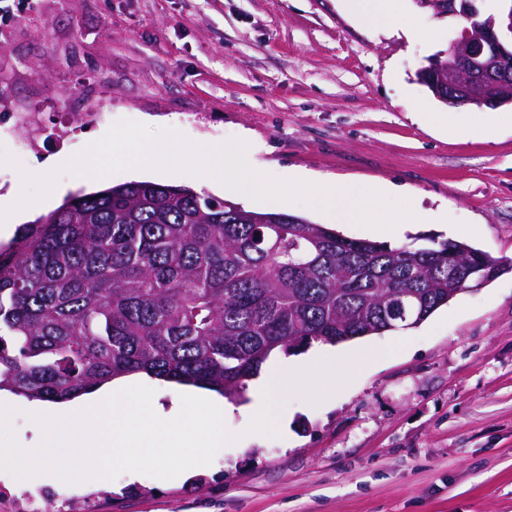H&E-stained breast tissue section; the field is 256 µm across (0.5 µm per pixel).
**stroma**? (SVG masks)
I'll list each match as a JSON object with an SVG mask.
<instances>
[{
    "instance_id": "1",
    "label": "stroma",
    "mask_w": 512,
    "mask_h": 512,
    "mask_svg": "<svg viewBox=\"0 0 512 512\" xmlns=\"http://www.w3.org/2000/svg\"><path fill=\"white\" fill-rule=\"evenodd\" d=\"M0 24V195L122 119L214 145L249 135L259 172L414 192V246L457 240L506 271L413 328L325 402L291 399L278 436L250 432L194 477L119 475L86 493L0 472V512H512V105L472 107L492 139L448 135L453 105L416 78L466 20L402 0L415 30L366 25L341 0H27Z\"/></svg>"
}]
</instances>
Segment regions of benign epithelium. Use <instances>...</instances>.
Masks as SVG:
<instances>
[{
  "label": "benign epithelium",
  "instance_id": "7a95c632",
  "mask_svg": "<svg viewBox=\"0 0 512 512\" xmlns=\"http://www.w3.org/2000/svg\"><path fill=\"white\" fill-rule=\"evenodd\" d=\"M425 9L442 15L460 14L469 26L450 45L447 60L436 59L423 77L443 94L464 97L480 104L499 102L512 87V46L501 35V28L512 33V10L508 23L483 19L475 0H416Z\"/></svg>",
  "mask_w": 512,
  "mask_h": 512
}]
</instances>
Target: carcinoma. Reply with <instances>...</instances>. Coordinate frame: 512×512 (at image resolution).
I'll list each match as a JSON object with an SVG mask.
<instances>
[{"label": "carcinoma", "mask_w": 512, "mask_h": 512, "mask_svg": "<svg viewBox=\"0 0 512 512\" xmlns=\"http://www.w3.org/2000/svg\"><path fill=\"white\" fill-rule=\"evenodd\" d=\"M503 271L465 242L392 248L123 183L0 245V390L62 402L144 373L234 399L275 350L415 327Z\"/></svg>", "instance_id": "cac0c4a2"}]
</instances>
